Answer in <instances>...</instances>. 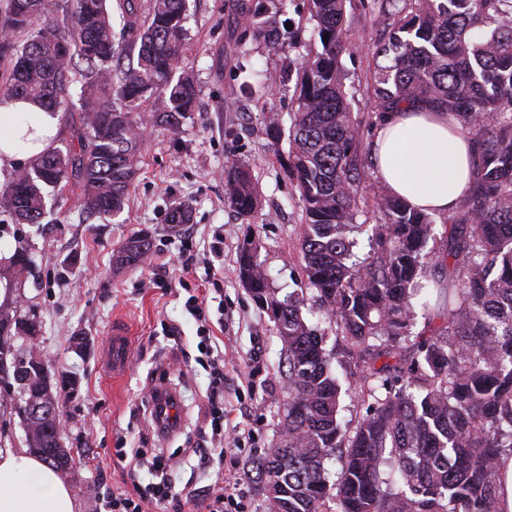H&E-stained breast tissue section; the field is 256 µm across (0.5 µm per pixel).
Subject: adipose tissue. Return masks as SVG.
I'll return each mask as SVG.
<instances>
[{
    "label": "adipose tissue",
    "instance_id": "ef3b65f1",
    "mask_svg": "<svg viewBox=\"0 0 512 512\" xmlns=\"http://www.w3.org/2000/svg\"><path fill=\"white\" fill-rule=\"evenodd\" d=\"M60 115L38 103L0 98V166L31 163L52 147ZM374 174L387 192L430 212L452 210L468 189L473 149L455 120L401 105L374 133ZM0 512H77L59 470L24 448H0Z\"/></svg>",
    "mask_w": 512,
    "mask_h": 512
}]
</instances>
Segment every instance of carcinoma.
<instances>
[{"instance_id":"1","label":"carcinoma","mask_w":512,"mask_h":512,"mask_svg":"<svg viewBox=\"0 0 512 512\" xmlns=\"http://www.w3.org/2000/svg\"><path fill=\"white\" fill-rule=\"evenodd\" d=\"M108 2L0 0V60L9 66L0 96L68 112V87L81 84L80 149L51 148L0 188V207L17 224L42 223L49 188H79L92 216L121 212L145 131L133 114L152 100L153 123L177 131L196 111L193 79L175 76L187 0H151L145 17L138 0H122L119 40ZM347 2L307 0L319 44L285 70L296 78L286 173L304 206L300 293L279 295L256 258L238 254V277L271 313L287 367L279 441L250 472L267 512H501L499 461L512 456V0H373L392 22L386 39L362 45L346 25ZM240 20L278 43L259 10L241 7ZM357 48L375 61V122L422 102L457 119L472 141L477 174L441 241L438 215L380 192L370 251L358 255L363 130L340 62ZM224 195L252 216L253 169L232 164ZM191 213L179 202L169 221L187 224ZM151 247L136 237L115 262L134 265ZM426 282L435 296L421 303L416 332L414 299ZM309 291L334 335L330 351L304 314ZM18 320L0 309V360L9 359L0 384L16 388L15 402H57L44 366L11 350L8 325ZM337 355L354 379L346 386L332 369ZM344 394L365 407L353 424L340 417ZM25 428L33 453L73 468L55 421Z\"/></svg>"}]
</instances>
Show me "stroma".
<instances>
[{
  "label": "stroma",
  "mask_w": 512,
  "mask_h": 512,
  "mask_svg": "<svg viewBox=\"0 0 512 512\" xmlns=\"http://www.w3.org/2000/svg\"><path fill=\"white\" fill-rule=\"evenodd\" d=\"M249 2L274 17L279 47L245 29L236 0H188V48L178 68L198 83V110L175 132L152 124L150 111L141 112L146 133L139 173L123 212L86 216L75 189L49 194L39 224L14 223L0 209V305L40 324L35 339L18 338L14 346L37 354L55 375L78 381L59 401L66 446L89 453L65 472L78 512H96L99 480L119 487L133 470L148 483L147 468H131L128 459L156 448L185 457L176 477L177 487L189 494L183 512H204L211 479L187 450L203 424L209 376L197 362L198 324L184 302L186 291L205 288V267L213 259L208 244L216 232L224 235V297L209 302V320L224 324L218 343L234 371L254 374L252 389L241 390L233 413L243 434L241 449L224 466L237 483L244 512L266 510L247 472L277 442L288 394L278 372L282 345L274 323L240 282L237 256L243 242L252 241L271 287L285 295L300 285L303 207L280 159L288 143L273 142L267 128L272 115L281 129L289 128L295 84L285 77L284 61L306 55L317 34L306 0ZM341 64L355 89L352 111L365 126L363 144L371 146L367 87L374 62L356 53L342 55ZM244 68L266 84L265 94L243 88ZM234 163L250 165L259 178L258 207L245 219L224 198V172ZM182 201L193 207L191 222L170 224V208ZM138 234L150 237V252L137 266L115 267L113 254ZM21 249L29 258L22 271L14 265ZM116 320L133 336L132 369L118 384L104 369L106 338ZM78 336L85 340L80 351L73 347ZM164 385L179 392L183 422L160 437L150 412L154 388ZM120 449L126 460H118Z\"/></svg>",
  "instance_id": "obj_1"
}]
</instances>
